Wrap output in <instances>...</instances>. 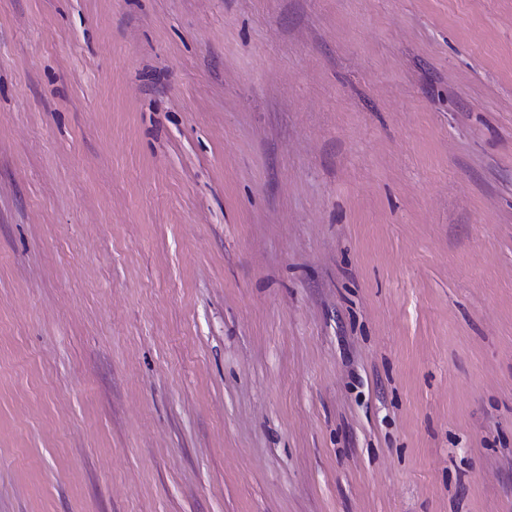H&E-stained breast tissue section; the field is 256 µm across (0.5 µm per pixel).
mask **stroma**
Returning <instances> with one entry per match:
<instances>
[{"mask_svg": "<svg viewBox=\"0 0 512 512\" xmlns=\"http://www.w3.org/2000/svg\"><path fill=\"white\" fill-rule=\"evenodd\" d=\"M0 512H512V0H0Z\"/></svg>", "mask_w": 512, "mask_h": 512, "instance_id": "stroma-1", "label": "stroma"}]
</instances>
